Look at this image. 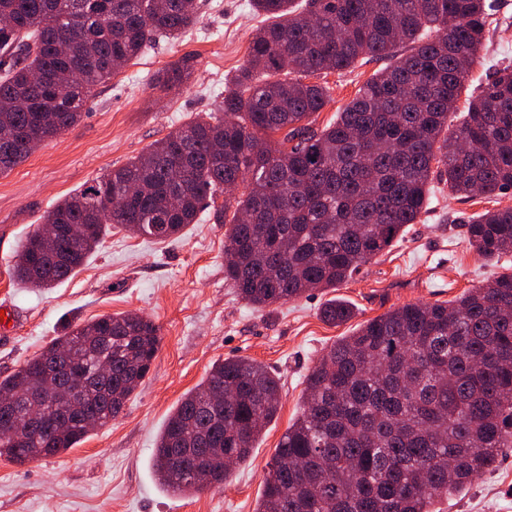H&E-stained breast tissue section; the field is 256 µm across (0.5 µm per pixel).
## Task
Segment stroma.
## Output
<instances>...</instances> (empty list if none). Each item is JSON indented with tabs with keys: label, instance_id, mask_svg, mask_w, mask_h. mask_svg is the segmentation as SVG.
Listing matches in <instances>:
<instances>
[{
	"label": "stroma",
	"instance_id": "obj_1",
	"mask_svg": "<svg viewBox=\"0 0 512 512\" xmlns=\"http://www.w3.org/2000/svg\"><path fill=\"white\" fill-rule=\"evenodd\" d=\"M200 19L182 38L156 39L116 75L96 87L75 127L45 142L30 158L0 175V378L36 356L68 325L103 314L134 312L160 328L151 369L123 414L57 456L18 465L0 458V512H256L267 464L295 419L310 368L338 339L363 321L416 301H449L512 273V253L489 262L469 245L464 219L512 206V191L485 198L449 195L434 176L427 210L402 240L347 282L311 291L284 304L257 309L224 278L226 225L200 213L177 240L159 243L110 228L87 265L48 289L21 284L11 274L21 243L57 201L124 165L181 125L216 113L229 79L245 63L249 42L267 18L251 0H198ZM194 74L180 88L153 87L155 75L181 58ZM512 58V0H500L489 24L484 61L461 91L486 83L493 64ZM381 62L314 76L330 103L315 128L336 117ZM350 305L351 320L331 325L320 317L332 298ZM261 362L281 382V409L250 457L223 490L183 496L158 482L153 449L168 415L216 362ZM441 512H512V448L494 469Z\"/></svg>",
	"mask_w": 512,
	"mask_h": 512
}]
</instances>
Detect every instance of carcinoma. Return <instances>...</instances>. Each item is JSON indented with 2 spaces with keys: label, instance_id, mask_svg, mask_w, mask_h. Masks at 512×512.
Instances as JSON below:
<instances>
[{
  "label": "carcinoma",
  "instance_id": "cac0c4a2",
  "mask_svg": "<svg viewBox=\"0 0 512 512\" xmlns=\"http://www.w3.org/2000/svg\"><path fill=\"white\" fill-rule=\"evenodd\" d=\"M273 22L251 38L246 64L224 94V119L196 120L125 165L61 199L47 235L21 245L14 277L50 288L84 265L113 225L165 242L200 211L228 224L224 278L256 308L296 300L351 278L417 223L433 166L453 196L512 190V64L502 63L448 128L480 63L498 0H251ZM199 18L197 0H0V175L76 126L95 87L156 37L178 39ZM391 58L324 128L330 102L309 76ZM75 68L77 80L58 74ZM183 58L156 76L190 80ZM285 131L282 140L272 134ZM265 145L255 150V142ZM222 203H217L219 196ZM488 260L512 253V206L466 222ZM322 318L350 307L331 299ZM159 327L139 314L100 315L56 337L0 393L8 431L0 457L17 464L76 447L123 414L150 371ZM112 363V376L96 373ZM82 381L78 397L57 385ZM281 406L279 378L244 358L214 364L178 401L153 450L159 483L179 494L219 491ZM512 447V273L454 301L410 302L363 322L306 376L300 411L269 463L256 512H432ZM202 468L206 478L182 477Z\"/></svg>",
  "mask_w": 512,
  "mask_h": 512
}]
</instances>
